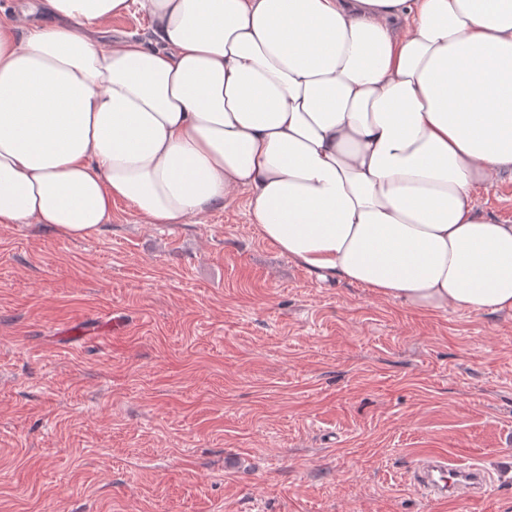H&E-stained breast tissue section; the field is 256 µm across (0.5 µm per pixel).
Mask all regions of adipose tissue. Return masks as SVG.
<instances>
[{
	"mask_svg": "<svg viewBox=\"0 0 512 512\" xmlns=\"http://www.w3.org/2000/svg\"><path fill=\"white\" fill-rule=\"evenodd\" d=\"M133 0L0 15V225L82 238L245 194L260 237L409 308L512 315V0ZM41 23H32V16ZM149 25L147 12L135 6L130 13L113 18L108 25L99 28L96 38L100 41L122 37L144 38L148 36ZM482 210L505 224H512V181L507 178L488 192L480 191Z\"/></svg>",
	"mask_w": 512,
	"mask_h": 512,
	"instance_id": "ef3b65f1",
	"label": "adipose tissue"
}]
</instances>
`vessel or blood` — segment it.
<instances>
[{
	"mask_svg": "<svg viewBox=\"0 0 512 512\" xmlns=\"http://www.w3.org/2000/svg\"><path fill=\"white\" fill-rule=\"evenodd\" d=\"M492 477L482 461L458 463L440 456L421 460L413 481L426 498L437 503L477 501Z\"/></svg>",
	"mask_w": 512,
	"mask_h": 512,
	"instance_id": "vessel-or-blood-1",
	"label": "vessel or blood"
}]
</instances>
